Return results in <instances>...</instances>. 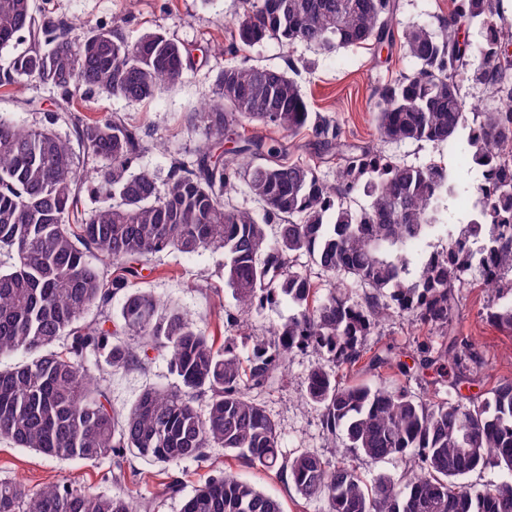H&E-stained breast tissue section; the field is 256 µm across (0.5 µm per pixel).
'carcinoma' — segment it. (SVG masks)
Returning a JSON list of instances; mask_svg holds the SVG:
<instances>
[{
    "instance_id": "1",
    "label": "carcinoma",
    "mask_w": 512,
    "mask_h": 512,
    "mask_svg": "<svg viewBox=\"0 0 512 512\" xmlns=\"http://www.w3.org/2000/svg\"><path fill=\"white\" fill-rule=\"evenodd\" d=\"M503 0H453L441 35L406 30L400 46L417 68L382 87L380 136L390 141L456 144L466 135L467 165L481 172L475 218L448 225V247L414 264L410 246L440 226L436 203L455 192L448 169L395 161L378 148L345 143L326 119L312 120L287 73L228 64L217 77L218 99L195 114L206 143L195 159L171 161L164 179L139 161L148 146L118 115L85 122L72 115L76 91H103L131 102L156 96L194 64L192 49L162 32L135 41L116 29L78 33L38 11L34 0H0V49L24 46L0 76V87L30 77L60 92L62 104L36 128L0 118V356L22 360L0 368V438L50 457L96 463L135 452L156 464L197 461L220 447L241 463L274 470L306 498L322 497L327 512H512V378H502L467 402L426 401L381 383L341 385L335 368L356 365L361 338L384 317L386 294L395 307L439 334L423 340L414 364L387 346L369 359L372 371L395 376L434 374L433 384L457 387L477 364L472 345L452 334L455 288L475 269L507 289L489 319L512 332V113L468 115L457 78L466 76L493 98L512 85V28ZM395 0H258L235 28L251 46L266 38L324 48L384 44ZM479 25L485 44L473 55L460 27ZM68 123L63 139L54 126ZM247 124L297 134L310 127L339 160L336 184L306 163L267 147L262 162L243 168L251 147ZM235 144L223 150L224 141ZM109 162L80 172V155ZM263 203L258 216L224 202L237 180ZM367 198L355 208L350 196ZM97 200L89 218L67 222L81 195ZM275 226L274 235L268 227ZM224 251V286L243 311L286 300L298 312L247 355L233 339L214 346L186 314L137 287L149 256ZM302 256L371 289L353 302L344 284L319 297L294 269ZM100 266H94L89 258ZM116 316L106 307L116 295ZM96 309L97 317L86 315ZM138 339L134 349L125 337ZM312 348L327 363L305 377V398L320 411L327 434L371 460L410 455L416 469L395 479L366 481L355 469L308 451L283 454L275 422L248 396L277 377L280 358ZM161 353L173 389L144 388L119 413L86 365L126 369L139 353ZM208 399L205 412L194 403ZM493 467L506 479L473 489L460 478ZM0 512H137L121 494L70 486L36 490L0 480ZM181 512H284L279 498L226 474L183 499Z\"/></svg>"
}]
</instances>
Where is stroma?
Instances as JSON below:
<instances>
[{"mask_svg": "<svg viewBox=\"0 0 512 512\" xmlns=\"http://www.w3.org/2000/svg\"><path fill=\"white\" fill-rule=\"evenodd\" d=\"M396 3L392 27L398 33L415 26L439 31L441 18L453 8L452 0ZM35 4L53 18L76 21L84 28H118L131 40L150 31H163L184 44L212 47L213 54L207 62L194 65L177 83L153 99L130 103L101 91L90 97L78 96L81 114L102 118L116 113L145 133L149 148L141 160L143 167L163 175L173 158L189 157L198 149L204 139L203 130L191 126L188 118L216 97L217 75L227 63L287 69L311 112L337 125L349 142L373 145L407 164L424 165L434 160L456 175L457 191L440 202L442 226L413 244L415 261L447 247L446 225L465 224L472 218L474 188L480 174L466 171L459 147L385 141L379 136L376 116L381 85L415 69L399 46L387 45L376 53L366 46L335 50L301 41L284 46L266 39L235 51L231 44L236 23L246 9L245 0H35ZM20 86L21 93L16 98L0 88V117L26 127L41 126L45 113L55 108L56 92L30 78L21 79ZM262 134L281 144L285 160L315 166L320 177L335 181L336 162L320 152L311 130L291 136L268 127ZM150 265L152 272L143 280V289L187 313L218 346L231 336L239 352L247 353L253 338L269 335L295 312L294 306L285 300L252 312L239 311L224 288V252L220 249H203L191 256L165 251L154 255ZM456 293L459 306L454 331L459 340L472 344L477 353L475 382L456 391L429 385L415 377H398L390 379L391 387L454 402L459 394H475L490 388L500 378H512V332L498 328L486 318L495 302V290L482 285L478 274L472 273ZM230 314L236 316V323H227ZM426 333V327L411 316L392 309L366 337L363 348L370 353L392 345L408 357ZM321 361V355L312 350L289 354L282 363L281 377L271 387L252 394L275 421L283 451L320 454L353 467L369 480L399 475L406 465L405 459L373 462L345 447L343 441L328 439L319 411L302 398L308 371ZM106 383L113 406L120 410L129 407L143 388H167L175 380L165 359L152 351L145 357L143 367L114 372L108 375ZM226 473L277 496L286 512H326L324 499L303 497L276 472L245 465L217 447L207 449L202 460L172 466L168 475L163 476L158 465L131 453L125 455L117 469L108 460L91 465L75 459L47 457L0 439V480L17 479L32 489L57 483L96 493L125 494L137 504H150V512H180L183 495L191 494L209 478ZM171 476L182 481V495H163V485Z\"/></svg>", "mask_w": 512, "mask_h": 512, "instance_id": "1", "label": "stroma"}]
</instances>
